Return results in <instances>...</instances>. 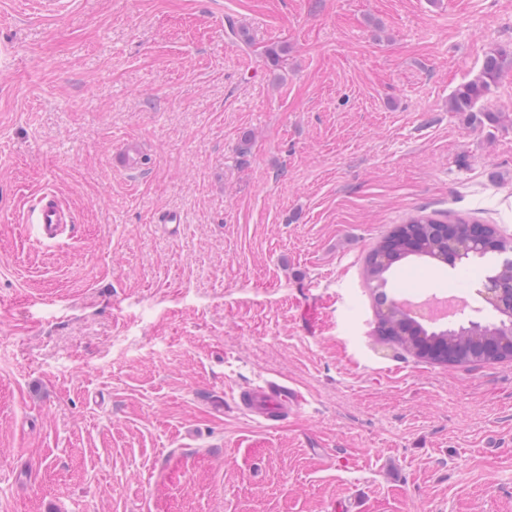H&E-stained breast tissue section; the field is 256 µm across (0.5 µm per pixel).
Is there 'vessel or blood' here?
Listing matches in <instances>:
<instances>
[{
  "mask_svg": "<svg viewBox=\"0 0 512 512\" xmlns=\"http://www.w3.org/2000/svg\"><path fill=\"white\" fill-rule=\"evenodd\" d=\"M27 221L34 224L41 242L53 243L64 237L73 216L53 193L46 192L31 206ZM233 399L242 413L265 424L287 419L301 409L299 395L286 383L275 379L258 386L238 388Z\"/></svg>",
  "mask_w": 512,
  "mask_h": 512,
  "instance_id": "vessel-or-blood-1",
  "label": "vessel or blood"
}]
</instances>
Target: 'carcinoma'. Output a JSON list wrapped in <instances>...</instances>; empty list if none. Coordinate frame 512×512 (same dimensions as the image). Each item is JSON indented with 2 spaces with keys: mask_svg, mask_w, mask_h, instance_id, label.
Instances as JSON below:
<instances>
[{
  "mask_svg": "<svg viewBox=\"0 0 512 512\" xmlns=\"http://www.w3.org/2000/svg\"><path fill=\"white\" fill-rule=\"evenodd\" d=\"M508 54L501 49L487 52L480 72L462 84L449 100L453 112L478 120L477 104L496 84ZM476 223L455 217L442 221L432 215H419L400 224L379 240L365 259L363 277L370 288L376 314L375 333L382 339L415 352L420 357L442 364H469L512 358V336L506 334L500 321L508 308L493 306L498 320L472 328L435 329L413 319L403 310L394 295L387 291L390 277L398 265L411 257L448 261L460 256L458 277L471 275L472 265H486L487 247L499 251L512 250V240L498 233L493 224L483 225L481 239L475 236ZM488 266V265H486ZM487 277L506 294L512 292V262L488 266Z\"/></svg>",
  "mask_w": 512,
  "mask_h": 512,
  "instance_id": "cac0c4a2",
  "label": "carcinoma"
}]
</instances>
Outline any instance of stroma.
<instances>
[{
  "label": "stroma",
  "mask_w": 512,
  "mask_h": 512,
  "mask_svg": "<svg viewBox=\"0 0 512 512\" xmlns=\"http://www.w3.org/2000/svg\"><path fill=\"white\" fill-rule=\"evenodd\" d=\"M0 46V512H512V360L381 342L363 278L421 214L512 238V65L448 108L512 0H0ZM27 223L34 224L41 242L54 243L64 237L73 216L52 192H44L31 206ZM237 408L252 420L272 424L301 410V398L282 381L266 380L262 385L239 387L233 395Z\"/></svg>",
  "instance_id": "1"
}]
</instances>
